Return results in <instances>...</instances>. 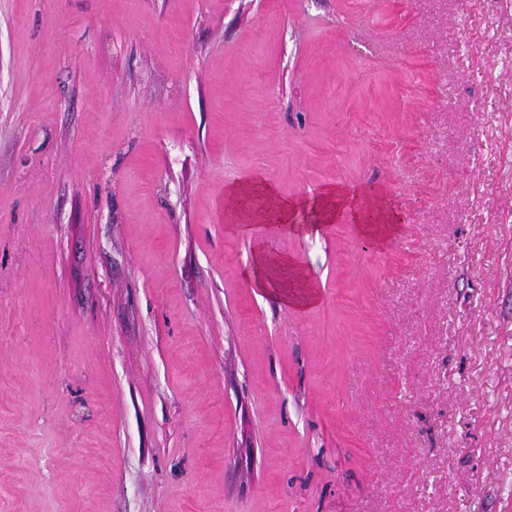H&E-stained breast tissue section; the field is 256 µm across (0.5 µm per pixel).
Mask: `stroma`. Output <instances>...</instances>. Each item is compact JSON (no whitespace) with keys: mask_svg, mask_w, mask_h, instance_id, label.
Wrapping results in <instances>:
<instances>
[{"mask_svg":"<svg viewBox=\"0 0 512 512\" xmlns=\"http://www.w3.org/2000/svg\"><path fill=\"white\" fill-rule=\"evenodd\" d=\"M0 512H512V0H0ZM255 192L262 193L267 204L274 209L291 212L296 214L301 210L307 211L309 204L304 201L288 200L282 198L277 190L271 184L259 178H252L240 181L230 187H228L226 195L224 197V209L231 224H235L233 228L235 231L245 232L249 230L251 224L259 223L263 220L260 214L251 213L248 209V203L253 210L263 212L272 223H277L276 217L267 213V207L264 203V199L255 195L250 200ZM238 219L246 220L245 223ZM360 200L361 194L358 190L342 187L328 188L311 208L315 215V224H302L299 225V229L307 233H317L319 224L333 220L341 209L354 213L355 219L358 220L360 210L357 209V204ZM397 214L387 207L382 208V216L378 224H358L362 233L378 237L380 240H385L394 234L398 225L395 223ZM273 258L276 259V263H279L280 267L287 269V271L289 269L295 279L298 281L303 279L302 273L291 265V260L288 257H272L265 251L259 250L254 258L253 264L244 273V276L255 288L266 290L267 288L275 286L270 276V265Z\"/></svg>","mask_w":512,"mask_h":512,"instance_id":"obj_1","label":"stroma"}]
</instances>
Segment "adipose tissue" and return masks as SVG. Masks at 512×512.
Masks as SVG:
<instances>
[{"label": "adipose tissue", "instance_id": "ef3b65f1", "mask_svg": "<svg viewBox=\"0 0 512 512\" xmlns=\"http://www.w3.org/2000/svg\"><path fill=\"white\" fill-rule=\"evenodd\" d=\"M257 192L262 193L267 204L277 210L296 213L307 208L311 209L315 221L304 225L303 230L307 233L317 232L319 224L333 220L339 210L356 211L357 204L361 199L359 191L333 187L325 190L317 203L311 206L304 201L282 198L274 186L264 180L247 179L228 187L224 197V209L235 230L244 232L249 230L252 224L259 222V215L251 213L248 208L252 195Z\"/></svg>", "mask_w": 512, "mask_h": 512}]
</instances>
